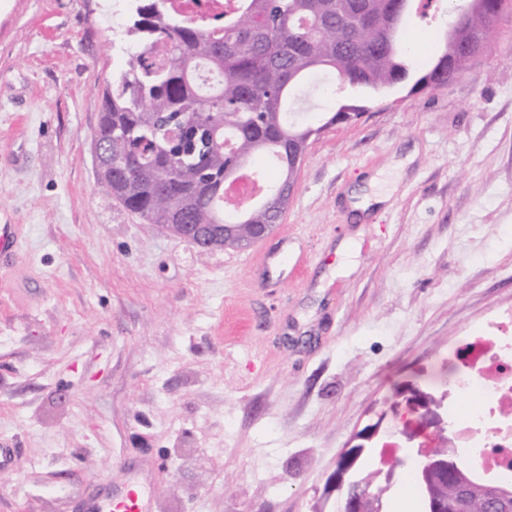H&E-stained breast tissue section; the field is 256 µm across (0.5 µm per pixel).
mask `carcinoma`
<instances>
[{"label": "carcinoma", "instance_id": "carcinoma-1", "mask_svg": "<svg viewBox=\"0 0 512 512\" xmlns=\"http://www.w3.org/2000/svg\"><path fill=\"white\" fill-rule=\"evenodd\" d=\"M125 35L133 50L112 78L94 140L112 160L101 170L107 196L147 224H236L224 208V172L242 163L266 181L262 158L280 174L255 224L278 221L292 197L299 164L328 127L288 112L292 93L330 71L353 93L411 84L444 85L467 71L494 39L512 0H468L442 47L421 64L402 33L418 0H239L224 21L182 19L168 0H131ZM167 49L161 62L152 48ZM434 454L448 461V479L430 493L442 512H460L456 468L471 475L448 439Z\"/></svg>", "mask_w": 512, "mask_h": 512}]
</instances>
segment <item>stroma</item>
I'll use <instances>...</instances> for the list:
<instances>
[{"mask_svg":"<svg viewBox=\"0 0 512 512\" xmlns=\"http://www.w3.org/2000/svg\"><path fill=\"white\" fill-rule=\"evenodd\" d=\"M448 0L411 26L435 52ZM129 0H0V512H314L350 437L401 391L445 415L457 352L512 311V15L453 82L363 102L309 146L274 234L198 251L101 190L103 93ZM349 93L324 73L291 111ZM389 200L355 220L350 191ZM348 244L353 262L336 254ZM18 227L15 224H0V266L10 265L18 255ZM91 512H149V506L144 495L129 488L95 505Z\"/></svg>","mask_w":512,"mask_h":512,"instance_id":"1","label":"stroma"}]
</instances>
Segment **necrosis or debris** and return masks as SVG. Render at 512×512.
Segmentation results:
<instances>
[{
    "instance_id": "obj_1",
    "label": "necrosis or debris",
    "mask_w": 512,
    "mask_h": 512,
    "mask_svg": "<svg viewBox=\"0 0 512 512\" xmlns=\"http://www.w3.org/2000/svg\"><path fill=\"white\" fill-rule=\"evenodd\" d=\"M489 334L467 342L472 368L454 382L466 411L458 416V437L472 448V468L486 478L504 472L501 450L512 452V317L491 321Z\"/></svg>"
}]
</instances>
